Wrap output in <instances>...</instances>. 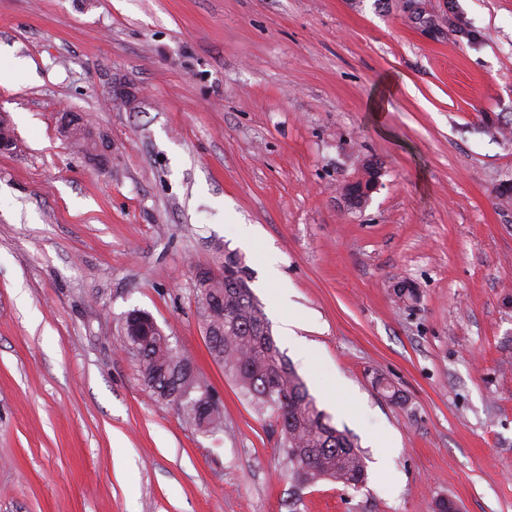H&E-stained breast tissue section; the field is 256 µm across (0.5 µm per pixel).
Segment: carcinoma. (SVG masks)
I'll list each match as a JSON object with an SVG mask.
<instances>
[{
  "instance_id": "carcinoma-1",
  "label": "carcinoma",
  "mask_w": 512,
  "mask_h": 512,
  "mask_svg": "<svg viewBox=\"0 0 512 512\" xmlns=\"http://www.w3.org/2000/svg\"><path fill=\"white\" fill-rule=\"evenodd\" d=\"M93 131V123L80 117L72 145L85 152ZM379 178V167L363 166L358 179L363 189L359 205L366 203ZM214 251L219 276H210L211 269L204 268L194 277L198 314L205 328L222 330L220 336L207 337L210 355L257 413L268 412L276 419L281 449L297 488L323 480L345 488L358 487L366 479V465L357 442L318 409L280 351L263 307L247 284L242 254L221 244ZM393 296L410 304L418 299L417 289L404 281L393 286ZM123 333L126 348L137 357L142 381L155 399L180 403L185 420L197 427L215 428L221 423L215 401L192 396L200 388L194 367L171 346L167 336L156 335L150 314L129 312Z\"/></svg>"
}]
</instances>
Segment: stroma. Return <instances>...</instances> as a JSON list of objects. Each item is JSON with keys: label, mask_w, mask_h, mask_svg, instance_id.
I'll list each match as a JSON object with an SVG mask.
<instances>
[{"label": "stroma", "mask_w": 512, "mask_h": 512, "mask_svg": "<svg viewBox=\"0 0 512 512\" xmlns=\"http://www.w3.org/2000/svg\"><path fill=\"white\" fill-rule=\"evenodd\" d=\"M406 2L0 0L23 64L0 73V512H512V0H419L432 30ZM65 112L107 136L108 167ZM217 243L364 451L358 488L296 489L275 423L210 356L193 271ZM135 309L221 425L145 388Z\"/></svg>", "instance_id": "35a3bbf8"}]
</instances>
